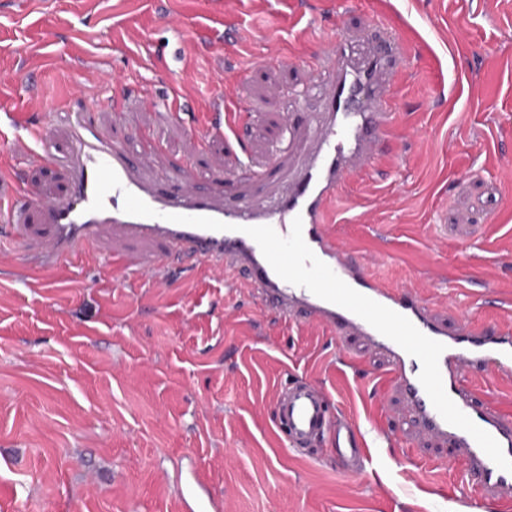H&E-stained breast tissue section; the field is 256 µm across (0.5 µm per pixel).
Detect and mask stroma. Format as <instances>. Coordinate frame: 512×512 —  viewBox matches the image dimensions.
I'll return each instance as SVG.
<instances>
[{
    "label": "stroma",
    "mask_w": 512,
    "mask_h": 512,
    "mask_svg": "<svg viewBox=\"0 0 512 512\" xmlns=\"http://www.w3.org/2000/svg\"><path fill=\"white\" fill-rule=\"evenodd\" d=\"M170 16L184 23L177 44ZM377 22L413 67L388 176L347 184L336 240L449 325L484 293L500 302L487 322L512 327V0H0V107L24 123L55 111L52 144L66 151L63 115L83 108L74 87L95 88L87 63L101 59L135 95L186 83L192 125L122 117L127 136L159 135L161 162L190 159L205 179L263 168L320 36L369 40ZM220 93L238 131L199 147ZM2 169L44 194L66 181L17 143L0 145ZM22 262L0 254V512H187L210 498L223 512H471L467 482L414 435L385 358L360 339L287 328L204 272L134 291L120 268L81 282L61 266L33 288L13 275ZM290 375L389 431L364 479L346 478L326 442L283 447L274 403ZM416 462L426 482H411Z\"/></svg>",
    "instance_id": "35a3bbf8"
}]
</instances>
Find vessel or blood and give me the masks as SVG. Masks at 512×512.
<instances>
[{
	"label": "vessel or blood",
	"instance_id": "vessel-or-blood-1",
	"mask_svg": "<svg viewBox=\"0 0 512 512\" xmlns=\"http://www.w3.org/2000/svg\"><path fill=\"white\" fill-rule=\"evenodd\" d=\"M308 66L321 78L304 88L295 116L285 121L284 154L267 167L218 176L207 188L197 185L189 163L174 169L157 164L161 143L155 131H141L131 143L103 129L91 114L70 112L69 148L60 154L50 144L49 124L24 125L7 114L0 119V141L24 140L28 159L42 167H64L68 184L62 193L36 194L15 174L0 173V222L7 229L0 251H23V280L52 265L77 269L89 259L102 269L121 265L153 285L166 283L174 269L194 267L223 277L226 287L246 288L286 325L358 337L385 357L388 381L412 430L447 448L449 466L470 483L475 512L511 506L512 472L500 469L468 432L441 417L419 381V360L349 310L284 281L246 233L248 227L268 225L286 236L293 220L301 219L306 244L338 277L444 344L439 370L446 393L512 459V413L483 400L470 383L475 375L512 379V328H489L477 305L461 324L449 327L412 288L388 283L345 253L332 231L345 186L356 175L378 173L398 125L395 88L410 68L403 40L386 31L363 52L339 32L324 39ZM94 68L122 90L113 110L124 112L130 100L124 77L101 60ZM128 191L152 207L154 216L124 213ZM174 214L214 218L228 228L174 223ZM274 413L286 449L300 451L326 440L355 479L373 462L369 445L383 448L390 441L380 430L366 442L357 423L333 411L327 391L306 379L289 380Z\"/></svg>",
	"mask_w": 512,
	"mask_h": 512
}]
</instances>
